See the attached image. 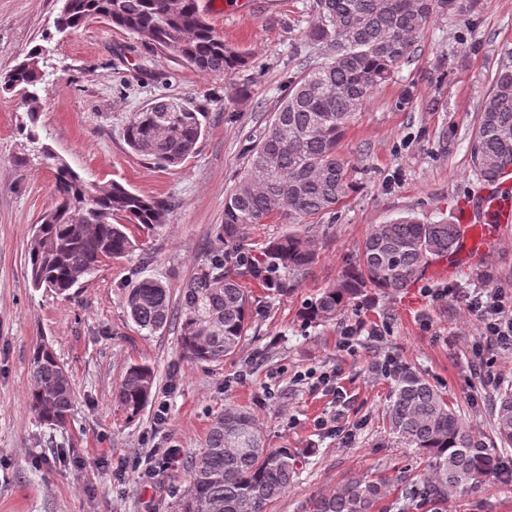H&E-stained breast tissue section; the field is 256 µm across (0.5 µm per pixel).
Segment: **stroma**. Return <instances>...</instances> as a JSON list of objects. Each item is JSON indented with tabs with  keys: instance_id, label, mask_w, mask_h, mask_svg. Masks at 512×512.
<instances>
[{
	"instance_id": "35a3bbf8",
	"label": "stroma",
	"mask_w": 512,
	"mask_h": 512,
	"mask_svg": "<svg viewBox=\"0 0 512 512\" xmlns=\"http://www.w3.org/2000/svg\"><path fill=\"white\" fill-rule=\"evenodd\" d=\"M199 0L227 44L248 50L230 75L206 74L97 20L56 32L62 0H0V75L43 47L37 133L91 183L120 182L171 205L162 229L137 234L126 257L104 264L70 294L32 288L30 229L53 208L54 171L25 138L27 108L0 91V512H180L185 464L205 443L215 416L231 405L250 413L267 447L296 448L305 463L270 512H305L309 500L356 477L389 478L383 503L398 512L405 476L425 472L421 455L390 433L386 411L395 375L377 370L393 358L436 385L471 428L489 432L497 384H512V351L481 334L461 303L435 289L482 287L512 294V223L486 224L485 247L455 263L434 261L410 288L369 290L333 322L300 313L357 257L377 224L414 216L457 221L462 205L490 197L512 212V184L478 183L469 146L480 104L512 42V0H481L467 17L439 15L409 61L377 88L342 142L357 187L336 216L312 219L316 260L302 285L285 293L253 287L252 316L237 354L193 363L177 326L139 331L125 305L130 288L151 278L178 297L183 284L222 244L224 191L243 169L244 150L263 135L288 77L321 60L294 47L316 21V0ZM414 97L399 100L405 89ZM191 102L207 114L195 150L159 166L129 149L123 130L158 98ZM379 330L341 351L346 329ZM48 344L68 372L74 405L62 427L41 424L26 404L30 355ZM155 373L151 403L127 419L116 393L127 368ZM330 383H322L323 375ZM166 401L165 423L155 419ZM177 454L150 480L134 460ZM445 512H512V475L484 482Z\"/></svg>"
}]
</instances>
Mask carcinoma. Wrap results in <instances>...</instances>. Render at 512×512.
<instances>
[{
    "label": "carcinoma",
    "instance_id": "obj_1",
    "mask_svg": "<svg viewBox=\"0 0 512 512\" xmlns=\"http://www.w3.org/2000/svg\"><path fill=\"white\" fill-rule=\"evenodd\" d=\"M316 6L319 17L304 46L324 51V60L288 77V93L264 135L247 149L243 172L225 190L224 219L216 230L224 249L184 284L175 310L169 290L156 280L144 278L128 291L133 322L149 334L177 323L182 355L193 362H218L239 349L252 315L251 291L242 278L286 292L309 274L315 259L309 230L273 238L254 256L248 249L250 228L280 219L304 226L336 213L353 189L340 153L348 125L373 90L408 61L431 19L471 14L478 0H316ZM90 19L170 50L208 74H231L248 64V54L224 42L197 0H69L55 27L65 32ZM498 53L470 141L472 172L491 185L512 170V42ZM41 54L42 49H33L0 79L1 89L29 94L32 142L38 140ZM204 121L205 113L184 101L155 100L134 114L125 140L133 152L157 164H178L195 150ZM43 152L55 169L59 201L35 225L27 263L32 287L62 295L103 263L132 253L133 230L150 234L160 228L167 206L116 181L89 183L48 149ZM461 238V225L451 221L407 216L374 225L356 263L305 305L303 319L333 321L369 289L404 290L432 260L454 255ZM30 376L28 407L46 425L66 424L73 390L45 343L33 350ZM154 381L150 366L128 367L117 392L128 417L148 404ZM387 417L390 429L419 449L427 463L424 478L405 485L399 512H441L448 499L464 497L502 473L512 449V387L498 390L491 433L485 434L466 426L436 386L405 367L397 375ZM300 463L301 452L265 447L255 420L226 407L189 462L181 512H268L297 477ZM387 485L382 477L351 479L313 498L309 512H383Z\"/></svg>",
    "mask_w": 512,
    "mask_h": 512
}]
</instances>
